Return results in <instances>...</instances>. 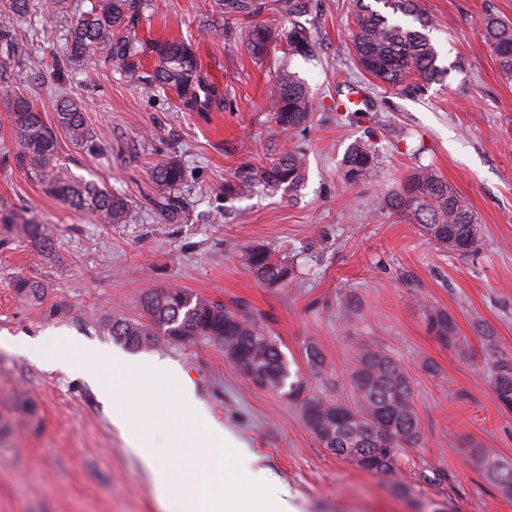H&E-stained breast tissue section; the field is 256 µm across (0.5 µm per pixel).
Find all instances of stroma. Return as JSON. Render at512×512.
<instances>
[{"mask_svg": "<svg viewBox=\"0 0 512 512\" xmlns=\"http://www.w3.org/2000/svg\"><path fill=\"white\" fill-rule=\"evenodd\" d=\"M255 12L219 0H152L131 32L191 43L203 75L224 89L217 112H183L175 91L132 85L117 63L72 70L68 88L107 151L91 154L57 131L63 162L80 177L122 194L134 224H107L70 209L14 165L0 164V201L42 224L52 243L37 251L18 226L0 224V336H65L87 350L159 358L182 368L209 418L246 443L256 466L273 470L297 512H512L464 451L488 448L512 464V413L505 411L481 359L488 347L512 354V81L499 72L478 34L486 15L512 21V0H422L442 26L433 32L451 73L420 95L386 92L359 74L351 56L352 0H308L313 57L283 47L255 60L239 30L285 20L274 0ZM67 15L34 13L19 23L21 52L51 64L63 46ZM289 66L317 104L304 131L278 130L267 99L276 70ZM357 83L373 110L358 123L332 106ZM17 94L37 100L55 120L48 74L20 72ZM409 129V141L397 140ZM357 139L371 140L380 164L367 181L345 183L340 160ZM298 148L307 177L294 192H231L238 171L268 166ZM177 160L185 178L180 209L152 178ZM430 164L475 214L479 240L461 256L428 243L416 225L383 209L417 165ZM260 245L293 263L297 281L268 287L246 267ZM39 281L41 302L20 298L16 275ZM177 287L250 311L276 336L295 369L313 341L328 367L311 393L350 399L345 383L358 346L390 353L405 369L421 426L419 446L379 475L328 453L308 429L301 403L254 387L206 340L131 350L103 325L138 317L146 294ZM455 318L469 355L429 331L420 300ZM0 512H170L141 459L112 422L111 407L89 382L0 348Z\"/></svg>", "mask_w": 512, "mask_h": 512, "instance_id": "35a3bbf8", "label": "stroma"}]
</instances>
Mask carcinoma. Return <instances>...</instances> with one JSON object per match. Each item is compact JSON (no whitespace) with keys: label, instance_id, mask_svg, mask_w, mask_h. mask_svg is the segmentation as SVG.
<instances>
[{"label":"carcinoma","instance_id":"carcinoma-1","mask_svg":"<svg viewBox=\"0 0 512 512\" xmlns=\"http://www.w3.org/2000/svg\"><path fill=\"white\" fill-rule=\"evenodd\" d=\"M150 0H94L91 10L73 13L66 29L61 53L52 63L58 82L74 67L94 61H117L127 79L155 90L177 92L181 108L189 112H212L224 107V94L198 68L195 52L184 41H155L150 53L155 64L144 73L141 50L127 32L135 28ZM308 0H277L278 10L288 28L256 23L239 32V39L257 60L270 49L286 46L290 56L308 57L315 43L307 28ZM356 29L352 50L356 68L377 82L405 96L421 93L433 83H444L449 70L440 64L431 33L437 20L420 0H354ZM36 11L33 0H0V94H5L11 120V134L17 152L3 155L0 162L14 163L35 181L46 185L50 194L80 212L96 215L108 224H133L135 210L120 194L72 174L60 162L56 134L43 119L37 103L11 95L13 80L27 68L41 70L42 62L19 51L17 25ZM501 74L512 78V25L493 14L480 29ZM315 107L308 87L294 73L282 68L271 94V111L281 130L307 123ZM56 123L70 139L94 152L103 148L86 126L82 109L69 93L58 95ZM378 149L368 140L351 143L341 160L344 180L355 185L369 179L378 164ZM306 175L303 152L291 150L269 167L242 173L233 190L250 194L256 188L297 189ZM153 179L159 191L176 193L184 170L176 161L156 166ZM382 207L405 216L418 226L421 236L451 252L466 255L478 239L474 215L459 193L429 165L411 170L401 188L382 197ZM21 224L27 240L43 246L42 225L27 220L4 202L0 203V224ZM245 261L257 280L279 286L295 278L286 260H278L264 247L247 248ZM16 293L37 301L44 295L42 283L19 276ZM140 318H112L108 333L130 349H146L163 340L186 344L205 338L224 349L238 371L256 386L282 393L302 403L304 420L322 448L378 474L389 473L398 456L421 442V428L412 404L409 378L400 364L386 352L360 347L347 376L353 400L303 396L304 380L290 381L291 371L280 344L244 310L186 290L168 288L146 297ZM430 331L449 348L464 351V341L447 311L423 304ZM305 366L315 379L326 376L325 358L314 341L304 348ZM495 394L501 405L512 410V355L494 352L485 361ZM469 462L486 481L504 496H512V467L505 466L487 448H472Z\"/></svg>","mask_w":512,"mask_h":512}]
</instances>
